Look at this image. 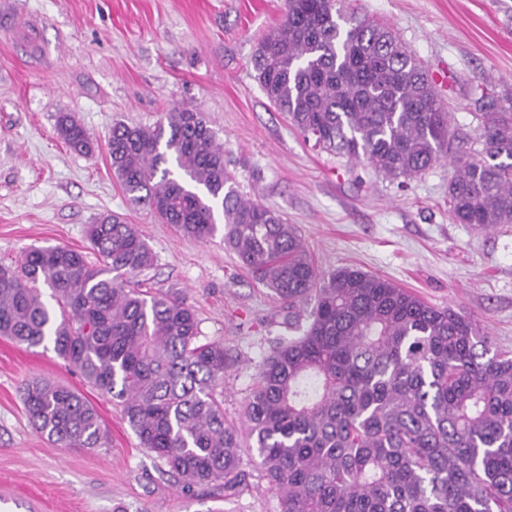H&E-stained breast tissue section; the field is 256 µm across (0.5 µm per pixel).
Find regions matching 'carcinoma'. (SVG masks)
<instances>
[{"mask_svg": "<svg viewBox=\"0 0 512 512\" xmlns=\"http://www.w3.org/2000/svg\"><path fill=\"white\" fill-rule=\"evenodd\" d=\"M252 63L306 141L391 183L423 174L458 140L453 221L512 224V112L483 95L480 148L457 139L422 63L389 26L345 0H286ZM56 129L72 150H94L72 114ZM107 147L134 206L199 241L221 236L291 309L294 335L257 366L244 406L279 512H512V352L479 321L358 267L320 271L296 225L238 191L224 145L194 108L174 107L152 127L117 122ZM88 239L95 263L55 245L0 266V337L52 342L118 400L185 495H234L242 445L217 392L224 342L201 341L182 290L141 288L155 256L134 225L104 214ZM23 403L34 428L63 447L108 444L97 408L67 386L34 379Z\"/></svg>", "mask_w": 512, "mask_h": 512, "instance_id": "carcinoma-1", "label": "carcinoma"}]
</instances>
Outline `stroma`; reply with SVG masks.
Wrapping results in <instances>:
<instances>
[{
	"label": "stroma",
	"mask_w": 512,
	"mask_h": 512,
	"mask_svg": "<svg viewBox=\"0 0 512 512\" xmlns=\"http://www.w3.org/2000/svg\"><path fill=\"white\" fill-rule=\"evenodd\" d=\"M392 27L424 64L460 135L480 137L478 93L512 103V0H351ZM285 0H0V264L31 246L88 251V224L106 212L134 224L156 256L143 280L178 288L202 336L223 341L224 414L240 422L256 366L289 336L288 308L255 284L221 239L200 242L133 207L107 155L113 123L154 125L171 106L203 112L224 146L238 190L295 224L321 270L356 266L485 325L512 350V224L454 223L444 160L404 186L313 148L276 112L252 55ZM75 115L96 146L81 154L58 136ZM79 391L109 431L107 447L64 448L37 433L22 403L26 381ZM225 512H277L256 466ZM123 420L116 399L87 384L52 345L0 337V512H207L182 495Z\"/></svg>",
	"instance_id": "obj_1"
}]
</instances>
